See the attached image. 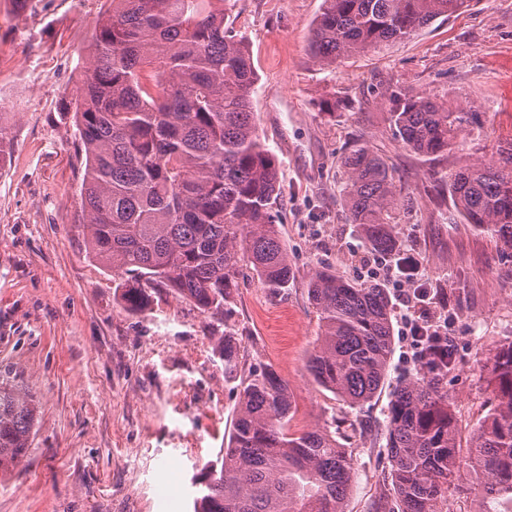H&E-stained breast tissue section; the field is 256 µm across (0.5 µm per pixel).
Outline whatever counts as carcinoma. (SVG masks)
<instances>
[{"label": "carcinoma", "instance_id": "carcinoma-1", "mask_svg": "<svg viewBox=\"0 0 512 512\" xmlns=\"http://www.w3.org/2000/svg\"><path fill=\"white\" fill-rule=\"evenodd\" d=\"M98 21L73 113L85 153L80 224L90 254L127 275L130 312L154 303L160 282L203 313L223 311L242 262L277 294L295 278L277 224L279 162L261 141L253 94L257 72L243 39L224 26V0H111ZM468 0H324L309 50L328 65L408 39ZM388 120L413 152L436 159L463 149L461 133L482 113L423 95L381 93ZM494 164L470 162L435 179L465 223L489 232L512 259V140ZM343 204L380 254L398 247L391 215L404 206L374 152L344 158ZM308 297L321 323L307 371L355 409L387 377L394 336L382 288L314 270ZM224 375H238L231 335L218 349ZM494 403L459 451L439 379L413 378L386 407L388 489L375 512H443L463 473L479 493L476 512H512V340L489 359ZM292 395L272 366L240 379L229 442L194 481L193 512H346L349 456L329 428L290 431ZM35 422L30 401L0 382V474L24 458Z\"/></svg>", "mask_w": 512, "mask_h": 512}]
</instances>
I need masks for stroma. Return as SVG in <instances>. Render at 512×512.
<instances>
[{"instance_id": "stroma-1", "label": "stroma", "mask_w": 512, "mask_h": 512, "mask_svg": "<svg viewBox=\"0 0 512 512\" xmlns=\"http://www.w3.org/2000/svg\"><path fill=\"white\" fill-rule=\"evenodd\" d=\"M109 0H0V374L32 397L29 452L0 474V512H168L159 480L193 512V481L229 438L238 401L216 349L233 334L240 374L269 364L287 382L292 429L337 423L356 477L347 512H373L388 472L382 412L417 376L392 313L394 344L379 397L350 409L305 369L320 336L308 300L326 265L366 284L369 253L342 206V161L365 147L394 170L408 207L395 211L399 246L421 254L449 295L457 367L442 381L467 448L490 409L489 354L512 337V263L491 234L464 224L434 176L488 159L512 138V0H471L408 40L330 65L310 54L323 0H224V25L246 42L262 141L280 162V237L295 267L274 295L245 272L222 314L204 313L164 286L151 309L121 300L122 275L103 268L79 225L84 157L71 113L96 23ZM427 93L484 114L463 150L430 160L388 121L383 91Z\"/></svg>"}]
</instances>
